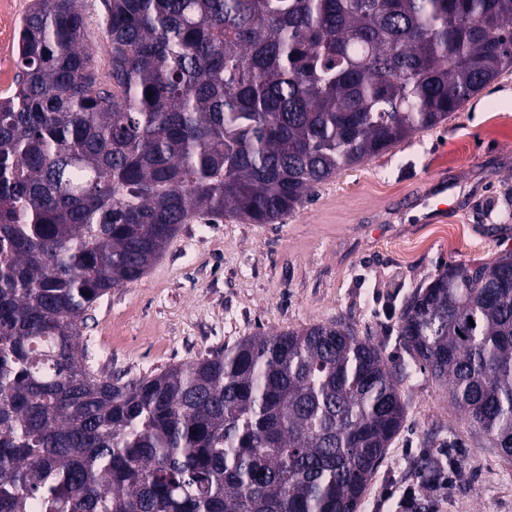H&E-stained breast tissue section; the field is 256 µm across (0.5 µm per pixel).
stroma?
I'll return each instance as SVG.
<instances>
[{"instance_id": "1", "label": "stroma", "mask_w": 512, "mask_h": 512, "mask_svg": "<svg viewBox=\"0 0 512 512\" xmlns=\"http://www.w3.org/2000/svg\"><path fill=\"white\" fill-rule=\"evenodd\" d=\"M31 0L0 9V96L18 72L17 37ZM444 178L458 207L432 223L405 198ZM512 250V74L485 86L436 128L338 171L276 224L226 218L182 225L138 280L100 298L84 331L91 364L139 378L233 346L343 319L385 357L408 365L399 385L403 427L359 512L410 487L419 512H512V464L474 436L431 377L411 366L398 336L405 302L448 264ZM457 467L427 487L423 459Z\"/></svg>"}]
</instances>
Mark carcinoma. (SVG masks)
Returning <instances> with one entry per match:
<instances>
[{
  "mask_svg": "<svg viewBox=\"0 0 512 512\" xmlns=\"http://www.w3.org/2000/svg\"><path fill=\"white\" fill-rule=\"evenodd\" d=\"M32 0L0 98V512H357L406 404L345 321L158 374L79 349L181 225L273 224L512 69V0ZM399 336L512 462V250L446 266ZM86 16V33L91 41L103 43L104 18L102 0H84Z\"/></svg>",
  "mask_w": 512,
  "mask_h": 512,
  "instance_id": "cac0c4a2",
  "label": "carcinoma"
}]
</instances>
